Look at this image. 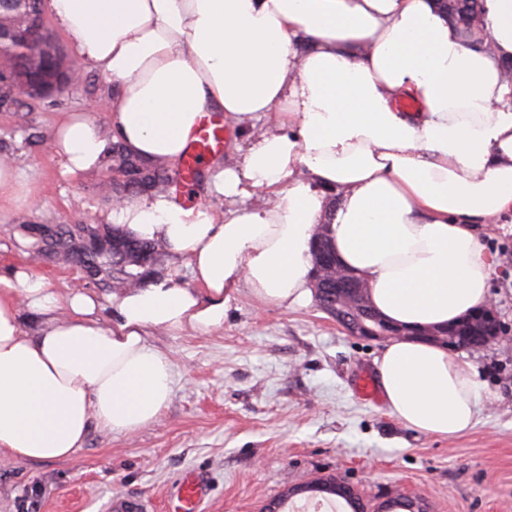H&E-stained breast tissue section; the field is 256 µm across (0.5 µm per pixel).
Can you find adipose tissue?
<instances>
[{
	"label": "adipose tissue",
	"mask_w": 512,
	"mask_h": 512,
	"mask_svg": "<svg viewBox=\"0 0 512 512\" xmlns=\"http://www.w3.org/2000/svg\"><path fill=\"white\" fill-rule=\"evenodd\" d=\"M81 61L112 79L98 128L67 113L51 147L70 177L113 142L179 161L206 112L238 137L210 192L223 207L163 194L113 203L106 220L186 259L171 278L58 301L28 267L0 275V462L51 465L92 428L129 435L173 398L156 332L224 327L241 294L283 308L312 298V241L404 336L374 359L388 413L453 439L476 423L474 364L421 339L490 300L494 258L475 230L512 218V0H485L463 34L436 0H47ZM418 102L414 112L402 99ZM65 319H58L59 307ZM42 317L25 334L22 312Z\"/></svg>",
	"instance_id": "1"
}]
</instances>
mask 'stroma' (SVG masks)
<instances>
[{
    "instance_id": "35a3bbf8",
    "label": "stroma",
    "mask_w": 512,
    "mask_h": 512,
    "mask_svg": "<svg viewBox=\"0 0 512 512\" xmlns=\"http://www.w3.org/2000/svg\"><path fill=\"white\" fill-rule=\"evenodd\" d=\"M109 83L88 69L75 93L35 104L29 118L52 134L66 112L93 105ZM33 196L0 213V269L27 263L13 245L14 225L53 215L65 224L103 222L110 205L92 193L95 171L64 176L50 144L14 152ZM496 257L491 280L498 340L466 355L483 385L475 426L453 439L406 429L383 398L359 396L374 376L381 344L346 333L316 304L292 310L240 295L224 327L208 335L158 333L151 343L173 363L174 396L151 424L132 435L95 428L70 459L0 466V512H107L112 497L142 499L146 512H170L189 472L210 488L203 512H262L293 493L294 503L329 501L306 485L337 477L370 512L409 495L429 512H512V223L483 226ZM58 299L92 290L65 263L35 265Z\"/></svg>"
}]
</instances>
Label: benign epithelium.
<instances>
[{"mask_svg":"<svg viewBox=\"0 0 512 512\" xmlns=\"http://www.w3.org/2000/svg\"><path fill=\"white\" fill-rule=\"evenodd\" d=\"M0 79L10 86L14 96L8 101V106L19 108L21 97L30 92V81L19 79L7 74H1ZM328 244L325 235H320L316 244L314 288L320 308L336 319L349 334L368 340H381L403 335V330L381 318L372 308L368 298V287L360 278L337 263L322 260ZM485 324L490 334L473 340L472 346L480 347L496 340L499 336L500 325L493 309L486 305L472 312L463 324ZM310 491L331 490L340 497L352 501L355 498V489L347 482L330 478L323 482H316ZM401 509L403 512H427L425 503L419 498L402 497L392 499L377 508V512H394Z\"/></svg>","mask_w":512,"mask_h":512,"instance_id":"1","label":"benign epithelium"}]
</instances>
